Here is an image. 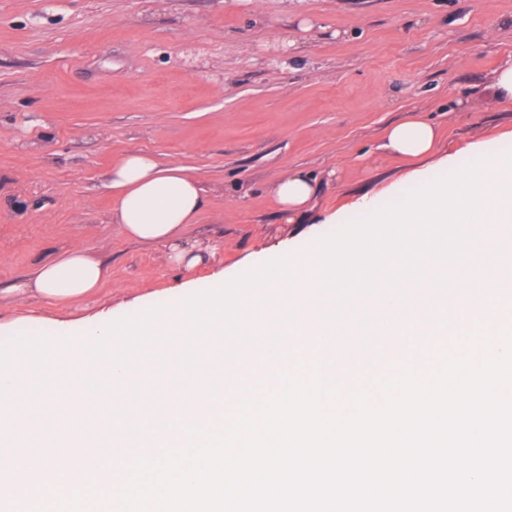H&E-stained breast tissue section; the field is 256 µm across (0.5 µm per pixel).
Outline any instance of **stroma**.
Wrapping results in <instances>:
<instances>
[{"mask_svg": "<svg viewBox=\"0 0 512 512\" xmlns=\"http://www.w3.org/2000/svg\"><path fill=\"white\" fill-rule=\"evenodd\" d=\"M510 57L512 0H0V286L73 243L109 268L94 298L5 301L0 323L167 303L182 271L109 221L125 155L201 179L203 281L308 245L333 214L357 220L362 198L395 201L467 145L512 149V102L493 89ZM408 119L435 127L433 152L385 149ZM291 171L315 193L288 224L274 186Z\"/></svg>", "mask_w": 512, "mask_h": 512, "instance_id": "1", "label": "stroma"}]
</instances>
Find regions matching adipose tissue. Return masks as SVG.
Masks as SVG:
<instances>
[{"label": "adipose tissue", "instance_id": "adipose-tissue-1", "mask_svg": "<svg viewBox=\"0 0 512 512\" xmlns=\"http://www.w3.org/2000/svg\"><path fill=\"white\" fill-rule=\"evenodd\" d=\"M433 143V127L421 120L404 121L387 132L388 148L406 156L424 155ZM108 187L114 200L110 221L125 236L168 248L170 262L184 271L200 263L196 245L185 233L203 207L204 188L186 167L131 153L112 167ZM314 191L309 177L300 172L277 182L274 192L287 222L295 221ZM492 265L489 273L477 263L466 268L465 277L476 280L477 291L458 297L454 316H481L498 300L500 290L512 288V251L494 257ZM321 269L320 260L305 257L304 277L276 286L283 308H261L259 319L241 321L239 333L229 334L225 343H218L216 333H205L196 355L201 366L192 373H185L184 359L173 348L164 372L129 373V380L141 382L139 401L128 407L133 424L151 423L159 443L184 437L183 423L196 419L220 430L225 423L224 399L239 396L259 381L277 389L290 377H308L313 371L305 359L309 352L324 358L326 376H344L342 361L329 355L336 338L321 333V314L312 303L321 287ZM107 272L104 262L73 245L42 261L31 276L0 289V294L46 303L85 301L101 287ZM432 295L429 280H422L410 286L408 297L358 312L355 321L376 338L405 337L402 352H415L438 334L442 312ZM292 308L298 316L289 322L283 312ZM56 331L67 337V349H38L25 343L0 346V437L11 439L13 445L31 440L40 446L96 445L109 428L124 426L123 418L108 416L116 407L111 397L88 392L77 381L72 367L84 358L79 338L69 336L62 321ZM208 363L214 366L209 374L203 370Z\"/></svg>", "mask_w": 512, "mask_h": 512}]
</instances>
